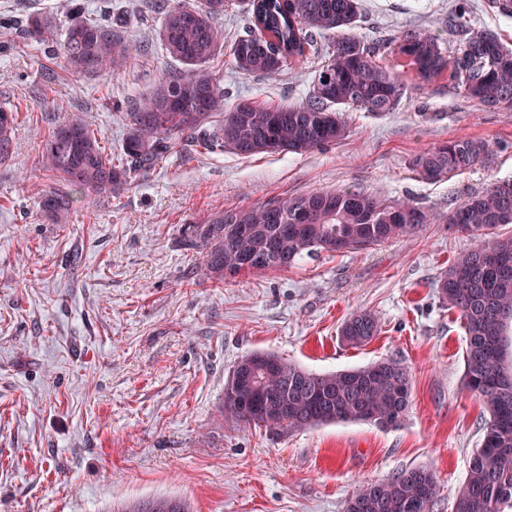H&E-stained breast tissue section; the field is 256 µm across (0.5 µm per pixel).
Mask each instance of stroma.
<instances>
[{
	"label": "stroma",
	"instance_id": "obj_1",
	"mask_svg": "<svg viewBox=\"0 0 512 512\" xmlns=\"http://www.w3.org/2000/svg\"><path fill=\"white\" fill-rule=\"evenodd\" d=\"M128 2L125 36L141 53L117 71L76 73L12 27L34 10L63 21L64 0H0V106L17 110L14 153L0 162V512H128L156 496L179 497L189 512H344L361 484L415 466L438 479L433 512H453L488 414L463 382V322L434 282L473 244L449 227V212L512 178V110L485 109L444 78L418 86L407 60L388 53L407 98L381 116L344 112L341 143L250 157L177 147L110 201L78 195L62 223H48L38 201L53 181L40 160L55 124L80 116L106 152H119L116 104L175 66L159 9ZM454 3L361 0L353 32L387 45L425 28L452 52ZM332 43L319 38L318 54L273 78L239 72L227 51L208 66L224 75L225 106L292 105L310 93ZM454 138L486 140L490 152L453 178H418L413 158ZM345 187L411 198L431 222L405 239L223 283L203 278L201 254L178 245L182 225L216 211ZM362 310L379 334L343 344L341 323ZM256 351L317 373L397 361L411 407L393 426L280 434L224 418L228 375Z\"/></svg>",
	"mask_w": 512,
	"mask_h": 512
}]
</instances>
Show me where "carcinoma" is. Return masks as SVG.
Wrapping results in <instances>:
<instances>
[{"label":"carcinoma","instance_id":"1","mask_svg":"<svg viewBox=\"0 0 512 512\" xmlns=\"http://www.w3.org/2000/svg\"><path fill=\"white\" fill-rule=\"evenodd\" d=\"M226 0H202L192 6L175 0L166 5L160 37L181 64L168 71L126 113L119 153L110 155L98 133L80 117L58 124L41 153L43 168L59 186L41 196L42 217L59 224L74 203V194L112 196L114 187L154 169L175 145L208 153L303 154L348 137L341 116L347 109L373 115L395 111L407 94L398 73L381 63L383 46L345 33L361 16V0H245L250 24L230 44L239 71L274 77L288 60L318 52L317 38L336 34L332 51L316 71L312 91L302 102L268 106L239 102L224 108V75L207 67L224 50L218 19ZM66 25L29 13L24 33L61 54L77 72L109 67L119 70L131 55L121 33L128 11L109 3L100 22L85 12L83 0H67ZM470 0H456L451 15L462 33L460 48L446 56L437 34L408 29L392 44L409 59L423 83L451 68L453 88L489 109H512V49L490 30L467 28ZM218 114L219 124L206 127ZM16 116L0 108V160L13 147ZM481 139L441 142L418 154L413 170L424 180L440 181L464 172L489 152ZM429 222L428 214L407 199L386 198L356 188L282 197L247 208L214 213L200 224L181 227L179 242L203 254L202 275L217 281L242 273L286 270L305 256L378 245L409 237ZM448 223L467 233L474 244L460 253L435 280L439 299L464 322L466 388L490 413L481 446L474 450L454 512H506L512 509V362L506 336L512 328V235L495 230L512 224V179H498L466 198L448 214ZM378 333L374 315L354 313L340 336L362 346ZM262 352L242 357L234 370L254 376L255 392L243 406L224 392L222 413L262 425L272 432L335 422L398 423L408 412L411 383L407 369L382 360L344 371L315 373L282 359L265 370ZM435 475L424 467L361 486L345 503V512H414L419 497L434 505ZM132 512H187L176 497L143 500Z\"/></svg>","mask_w":512,"mask_h":512}]
</instances>
